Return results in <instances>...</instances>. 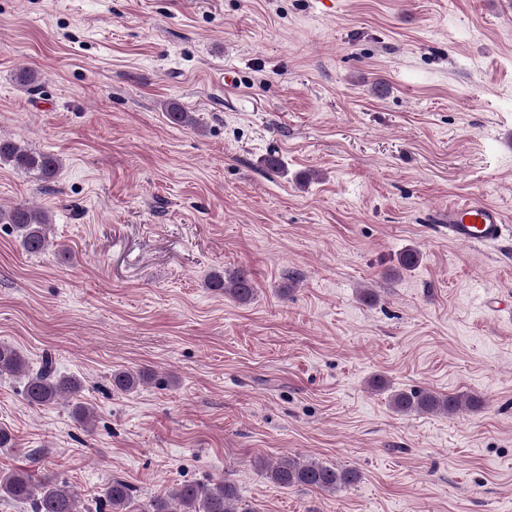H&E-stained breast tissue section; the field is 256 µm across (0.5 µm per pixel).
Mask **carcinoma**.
Instances as JSON below:
<instances>
[{"mask_svg":"<svg viewBox=\"0 0 512 512\" xmlns=\"http://www.w3.org/2000/svg\"><path fill=\"white\" fill-rule=\"evenodd\" d=\"M170 121L180 126H196L197 119L176 106L168 109ZM0 161L25 172H36L45 181L59 169L60 159L47 152L27 149L15 141L0 137ZM0 223L9 224L20 236L24 251L38 255L52 245L51 221L43 212L25 204H16L8 210L0 208ZM420 262V253L414 248L401 252L397 259L398 270L409 271ZM208 287L245 303L255 293L254 280L249 273L238 270L229 277L213 274ZM20 375L24 378L23 395L31 406L51 404L63 396H73L81 391V381L73 376L57 373L51 356L46 355L37 369L30 368L27 359L15 348L0 343V375ZM147 379L144 372L133 373L117 370L111 374L112 387L121 392L136 389ZM473 406L472 398L462 401L460 396L438 395L426 389L399 391L391 396V405L399 413L453 414L462 405ZM258 466L267 477L283 487L310 486L334 493L354 484L359 474L352 469L337 468L320 462H300L287 459L275 467ZM22 503L30 512H243L241 500L234 483L221 479L206 485L185 483L162 496L144 504L135 502L133 487L120 478L111 479L93 503L82 509L74 486L59 476L35 477L26 469L0 474V499Z\"/></svg>","mask_w":512,"mask_h":512,"instance_id":"cac0c4a2","label":"carcinoma"}]
</instances>
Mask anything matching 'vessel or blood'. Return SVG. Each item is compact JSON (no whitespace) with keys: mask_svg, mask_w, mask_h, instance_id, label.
Segmentation results:
<instances>
[{"mask_svg":"<svg viewBox=\"0 0 512 512\" xmlns=\"http://www.w3.org/2000/svg\"><path fill=\"white\" fill-rule=\"evenodd\" d=\"M448 237L462 244L491 245L500 242L507 226L499 209L484 201L449 208Z\"/></svg>","mask_w":512,"mask_h":512,"instance_id":"b4317fda","label":"vessel or blood"}]
</instances>
